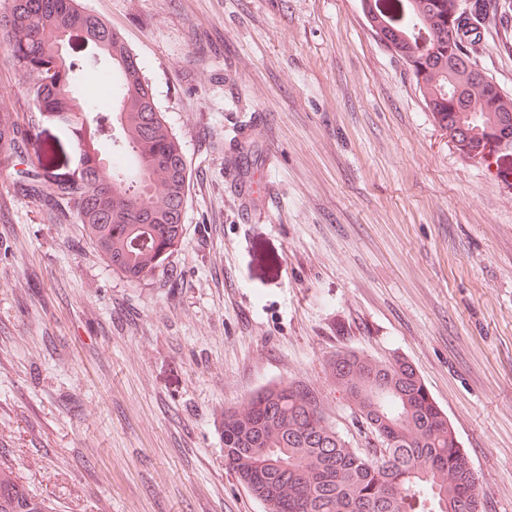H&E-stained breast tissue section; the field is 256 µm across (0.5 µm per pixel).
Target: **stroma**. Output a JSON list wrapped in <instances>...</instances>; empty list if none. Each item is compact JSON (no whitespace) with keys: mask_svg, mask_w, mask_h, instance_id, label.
I'll return each instance as SVG.
<instances>
[{"mask_svg":"<svg viewBox=\"0 0 512 512\" xmlns=\"http://www.w3.org/2000/svg\"><path fill=\"white\" fill-rule=\"evenodd\" d=\"M139 59L190 173L173 274L130 283L0 170V459L57 512H265L226 407L409 359L512 512V184L462 159L360 0H79ZM479 64L512 93V9ZM256 153L232 167L241 135Z\"/></svg>","mask_w":512,"mask_h":512,"instance_id":"35a3bbf8","label":"stroma"}]
</instances>
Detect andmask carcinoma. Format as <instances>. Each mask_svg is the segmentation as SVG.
Here are the masks:
<instances>
[{
  "instance_id": "obj_1",
  "label": "carcinoma",
  "mask_w": 512,
  "mask_h": 512,
  "mask_svg": "<svg viewBox=\"0 0 512 512\" xmlns=\"http://www.w3.org/2000/svg\"><path fill=\"white\" fill-rule=\"evenodd\" d=\"M369 29L386 23L390 50L412 72L435 124L461 158L490 161L512 176V93L483 78L477 60L489 0H367ZM67 43L68 50L60 51ZM94 46L119 79L85 99L72 74ZM0 48L34 108L24 131L0 107V166L19 190L83 225L112 272L141 283L164 269L183 233L189 172L180 141L122 35L78 0H0ZM78 149L71 164L64 140ZM330 383L353 406L371 451L325 417L317 391L297 382L266 386L224 409V465L266 512H484L479 477L446 413L405 358L334 353ZM0 512H53L0 468Z\"/></svg>"
}]
</instances>
